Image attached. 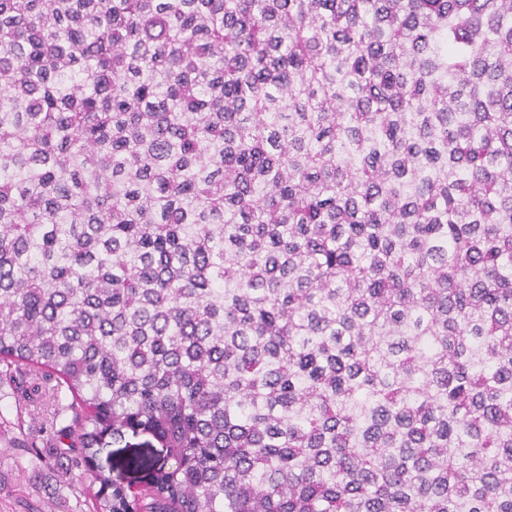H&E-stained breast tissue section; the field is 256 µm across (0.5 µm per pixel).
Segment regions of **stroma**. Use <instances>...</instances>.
Listing matches in <instances>:
<instances>
[{"label": "stroma", "mask_w": 512, "mask_h": 512, "mask_svg": "<svg viewBox=\"0 0 512 512\" xmlns=\"http://www.w3.org/2000/svg\"><path fill=\"white\" fill-rule=\"evenodd\" d=\"M45 402L0 375V512H74L77 490L58 469L60 439Z\"/></svg>", "instance_id": "obj_1"}]
</instances>
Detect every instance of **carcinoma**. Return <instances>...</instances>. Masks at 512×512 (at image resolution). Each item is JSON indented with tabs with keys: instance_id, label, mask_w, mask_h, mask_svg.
<instances>
[{
	"instance_id": "carcinoma-1",
	"label": "carcinoma",
	"mask_w": 512,
	"mask_h": 512,
	"mask_svg": "<svg viewBox=\"0 0 512 512\" xmlns=\"http://www.w3.org/2000/svg\"><path fill=\"white\" fill-rule=\"evenodd\" d=\"M0 364L93 512H512V0H0ZM146 440H151L154 445L158 446L155 441H153L149 436L147 435H139L137 437H133L131 434H128L122 442H112V438L107 437L105 439L107 443L104 445V451L98 456V462H101L103 465H106V456L108 452H118V454L114 457V463L118 464L121 457H125L129 454L131 450L134 448H125L126 444H135L133 447H138L137 444H140Z\"/></svg>"
}]
</instances>
